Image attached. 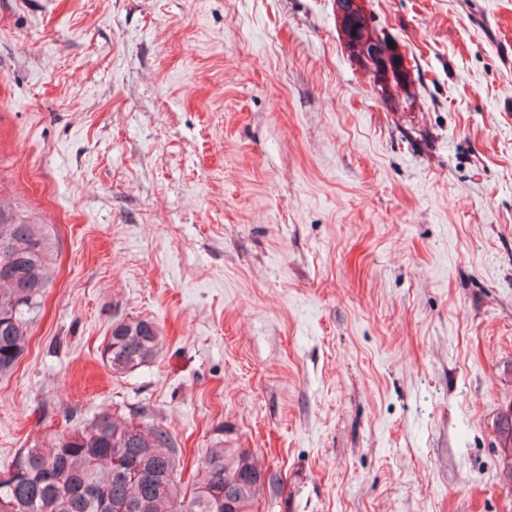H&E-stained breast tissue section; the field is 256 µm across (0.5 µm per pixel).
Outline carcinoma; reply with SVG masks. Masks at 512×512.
<instances>
[{
  "label": "carcinoma",
  "instance_id": "carcinoma-1",
  "mask_svg": "<svg viewBox=\"0 0 512 512\" xmlns=\"http://www.w3.org/2000/svg\"><path fill=\"white\" fill-rule=\"evenodd\" d=\"M347 49L380 90L401 89L409 74L366 13L346 16ZM52 282L49 240L38 225L8 217L0 204V375L24 355L32 314ZM159 327L150 319L112 321L100 356L116 375L153 362ZM0 480V512H258L264 485L246 448L219 433L183 479L182 451L161 425L102 411L67 433L21 448Z\"/></svg>",
  "mask_w": 512,
  "mask_h": 512
}]
</instances>
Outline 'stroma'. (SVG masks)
Here are the masks:
<instances>
[{
  "instance_id": "35a3bbf8",
  "label": "stroma",
  "mask_w": 512,
  "mask_h": 512,
  "mask_svg": "<svg viewBox=\"0 0 512 512\" xmlns=\"http://www.w3.org/2000/svg\"><path fill=\"white\" fill-rule=\"evenodd\" d=\"M0 0V202L55 271L0 376V467L103 410L197 467L223 430L259 512H512V0ZM157 323L112 374L113 320ZM344 24L347 35L344 40L349 53L372 75L375 84L384 82L379 86L380 90L406 88L409 74L402 55L397 53L393 42L389 45L391 41L370 26L367 14L351 13L346 16ZM383 55L389 59V68L381 59ZM160 350V330L155 322L123 318L112 321L100 356L112 374L125 375L153 362Z\"/></svg>"
}]
</instances>
